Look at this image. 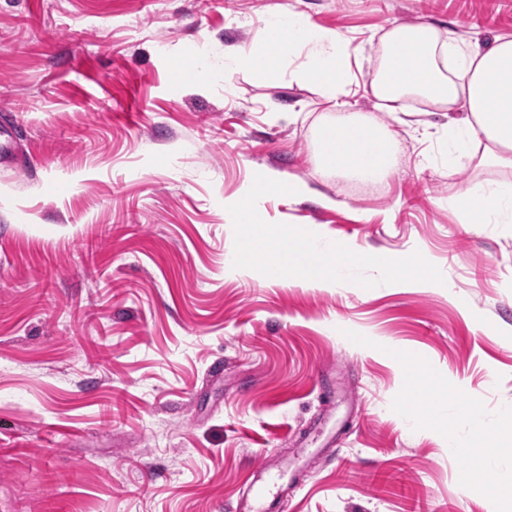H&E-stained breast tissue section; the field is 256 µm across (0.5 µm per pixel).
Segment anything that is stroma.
<instances>
[{
  "instance_id": "obj_1",
  "label": "stroma",
  "mask_w": 512,
  "mask_h": 512,
  "mask_svg": "<svg viewBox=\"0 0 512 512\" xmlns=\"http://www.w3.org/2000/svg\"><path fill=\"white\" fill-rule=\"evenodd\" d=\"M288 11L349 41L346 100L391 132L387 179L320 169L308 83L180 82ZM393 25L483 45L512 34V0H0V116L23 151L0 166V512H233L268 457L296 455L280 512H512V224L448 207L512 168L449 169L442 110L378 105ZM270 170L314 193L261 197L266 223L420 252L448 288L228 271L226 205ZM411 368L437 374L444 414L405 419ZM468 397L488 432L455 452Z\"/></svg>"
}]
</instances>
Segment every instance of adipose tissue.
<instances>
[{"label": "adipose tissue", "instance_id": "1", "mask_svg": "<svg viewBox=\"0 0 512 512\" xmlns=\"http://www.w3.org/2000/svg\"><path fill=\"white\" fill-rule=\"evenodd\" d=\"M225 76L246 70L258 82L278 73L315 85L335 119L316 133L323 170L368 179L392 171L391 135L374 118L346 111L352 81L347 45L335 31L302 15H272L262 21L258 48L225 51ZM372 96L396 112L408 98H422L448 117V162L468 157L472 142L485 146L486 160L512 166V38L495 37L474 49L456 34L431 27L394 26L382 36V53L370 83ZM464 224H512V184H475L462 198L449 197Z\"/></svg>", "mask_w": 512, "mask_h": 512}]
</instances>
